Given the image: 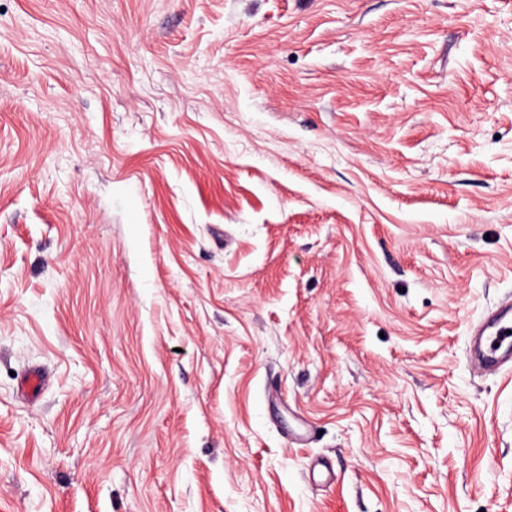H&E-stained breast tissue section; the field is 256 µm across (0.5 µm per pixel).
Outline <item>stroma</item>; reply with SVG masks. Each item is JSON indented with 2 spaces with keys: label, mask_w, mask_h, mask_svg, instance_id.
Masks as SVG:
<instances>
[{
  "label": "stroma",
  "mask_w": 512,
  "mask_h": 512,
  "mask_svg": "<svg viewBox=\"0 0 512 512\" xmlns=\"http://www.w3.org/2000/svg\"><path fill=\"white\" fill-rule=\"evenodd\" d=\"M511 296L512 0H0V512H512ZM488 333L486 342V351L483 354V362L486 365H498L502 367L507 360H504L503 355L511 351L512 348V307L511 303L509 310L502 312L492 323ZM510 331V334H507ZM498 343V347L494 344ZM503 349L502 354H500Z\"/></svg>",
  "instance_id": "35a3bbf8"
}]
</instances>
